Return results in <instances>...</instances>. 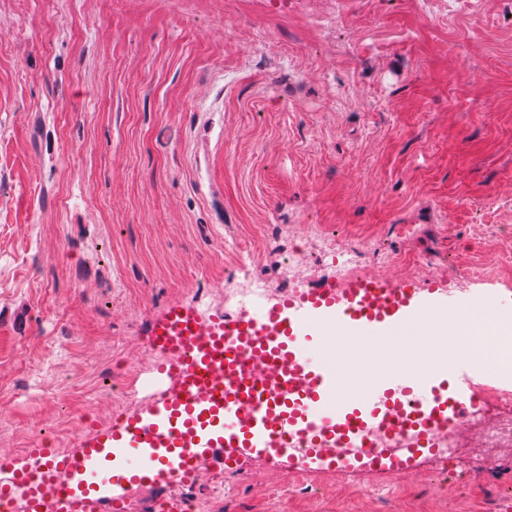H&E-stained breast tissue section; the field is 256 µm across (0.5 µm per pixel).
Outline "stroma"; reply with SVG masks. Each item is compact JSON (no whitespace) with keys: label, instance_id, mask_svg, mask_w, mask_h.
<instances>
[{"label":"stroma","instance_id":"1","mask_svg":"<svg viewBox=\"0 0 512 512\" xmlns=\"http://www.w3.org/2000/svg\"><path fill=\"white\" fill-rule=\"evenodd\" d=\"M297 224L315 240L293 239ZM498 232L494 251L485 240ZM512 290V0H0V446L66 450L168 305L276 295L327 244ZM269 467L259 498L246 469ZM226 512H492L512 467L388 476L266 459ZM386 482L388 493H370ZM189 486L129 493L162 512ZM222 289L224 290V300L226 301L237 295H251L258 302L268 300L270 297L268 288H264L247 277L224 279V287Z\"/></svg>","mask_w":512,"mask_h":512}]
</instances>
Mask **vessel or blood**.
I'll use <instances>...</instances> for the list:
<instances>
[{"mask_svg": "<svg viewBox=\"0 0 512 512\" xmlns=\"http://www.w3.org/2000/svg\"><path fill=\"white\" fill-rule=\"evenodd\" d=\"M441 306L457 315L468 310L457 296L442 301L413 282L381 278L313 287L254 313L227 312L208 322L189 305L170 306L151 323L149 344L159 361L143 382V406L83 434L70 451L36 442L21 465L0 463V503L15 504V512H120L133 487L187 483L201 461L237 470L248 458H281L302 446L322 469H412L416 449L364 453V434L377 423L399 422L401 395L430 411L415 424L420 435L459 420L461 397L479 373L460 364L461 396L450 401L429 395L428 377L379 367L364 347L359 365L369 382L346 394L338 367L312 341L366 336L382 346L413 335ZM328 443L357 453L324 458L320 449Z\"/></svg>", "mask_w": 512, "mask_h": 512, "instance_id": "1", "label": "vessel or blood"}]
</instances>
